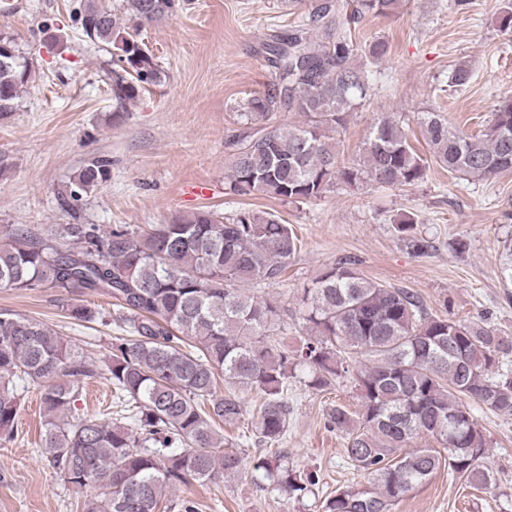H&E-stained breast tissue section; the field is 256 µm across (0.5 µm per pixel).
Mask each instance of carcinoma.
<instances>
[{
    "instance_id": "cac0c4a2",
    "label": "carcinoma",
    "mask_w": 512,
    "mask_h": 512,
    "mask_svg": "<svg viewBox=\"0 0 512 512\" xmlns=\"http://www.w3.org/2000/svg\"><path fill=\"white\" fill-rule=\"evenodd\" d=\"M400 0H309L305 15L265 43L275 77L247 100L245 129L227 143L226 190L241 197L297 205L340 184L411 187L427 180L431 164L457 177L489 179L512 172V95L491 123L469 134L440 112L419 118L427 153L411 143L399 123L382 117L359 146V158L341 159L339 130L348 113L372 96L368 68L383 60L389 43L363 40L367 16H387ZM176 0H80L82 34L112 55V124L127 104L166 78L140 37L171 14ZM512 33V0L496 17ZM31 79L27 62L0 54V116L14 111ZM281 112L297 124L272 123ZM110 162L85 164L64 200L105 183ZM416 219L394 224L412 254L431 243L415 232ZM300 248L292 228L273 210L202 209L168 224L137 231L123 224H64L44 235L26 225L0 242V288L53 289L63 295L105 294L115 300V336L97 359L64 342L44 322L0 311V434L14 431L20 404L13 381L40 390L42 447L52 466L85 496L81 512H195L173 497L191 480L214 482L235 475L242 456L226 448L219 422L238 423L244 402L217 395L218 378L260 394L252 433L264 445L254 462L269 484L296 499L318 476L288 466L279 445L288 430V381L300 371L313 391H325L353 373L360 404L333 405L326 426L343 435L347 459L369 485L338 487L323 512H392L416 486L446 467L465 484L487 487V442L473 406L512 415V337L479 322L428 313L414 293L367 278L351 259L320 274L299 300L300 315L315 336L290 351L270 332L283 307L246 292L252 282L280 281ZM70 317L92 321L82 303L66 305ZM112 386L116 417L76 415L74 401L87 379ZM417 438L435 448H409Z\"/></svg>"
}]
</instances>
